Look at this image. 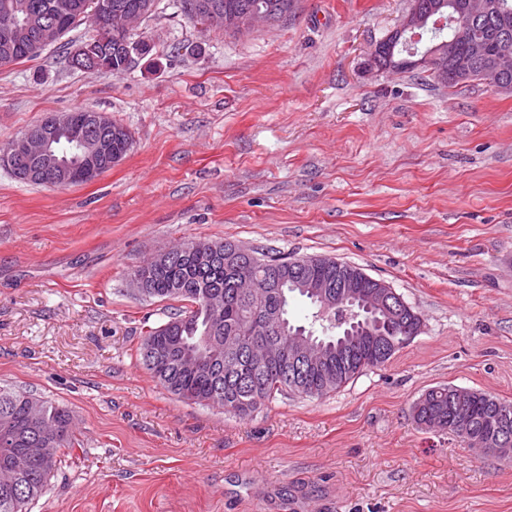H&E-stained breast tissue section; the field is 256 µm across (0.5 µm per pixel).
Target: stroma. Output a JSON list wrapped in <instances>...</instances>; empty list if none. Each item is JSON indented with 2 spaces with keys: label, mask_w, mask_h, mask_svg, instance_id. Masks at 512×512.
Returning a JSON list of instances; mask_svg holds the SVG:
<instances>
[{
  "label": "stroma",
  "mask_w": 512,
  "mask_h": 512,
  "mask_svg": "<svg viewBox=\"0 0 512 512\" xmlns=\"http://www.w3.org/2000/svg\"><path fill=\"white\" fill-rule=\"evenodd\" d=\"M409 0H296L228 36L159 0L122 75L50 47L0 67V148L46 113L132 136L97 179L0 163V386L68 408L82 439L29 512H512V462L417 425L439 385L512 400V91L378 72ZM324 256L389 284L422 330L320 398L240 418L143 367L163 301L128 274L188 239Z\"/></svg>",
  "instance_id": "1"
}]
</instances>
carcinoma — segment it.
Returning <instances> with one entry per match:
<instances>
[{
	"label": "carcinoma",
	"instance_id": "obj_1",
	"mask_svg": "<svg viewBox=\"0 0 512 512\" xmlns=\"http://www.w3.org/2000/svg\"><path fill=\"white\" fill-rule=\"evenodd\" d=\"M193 1L204 6L215 2L223 21L229 23L254 9L266 12L279 22L295 9V0H181L184 6ZM27 2L32 14L56 18L65 35L90 24L95 35L112 39L107 72L121 75L130 69L131 62L122 47L125 35L100 27L92 15L76 13L78 0ZM501 2L508 11H497L487 23L490 30L488 54L475 66L476 81L489 69L490 61L502 48L500 36L504 32L500 28H507L512 40V0ZM384 44L383 65L398 70L412 69L403 62L408 45L406 35L391 36ZM11 51V64L39 57L29 51L27 36L22 30L14 32ZM127 143L125 127L114 123L112 150L124 157ZM190 244L191 241H184L178 244L182 252L171 251L168 260L146 262L130 272L146 281L145 291L138 299L180 303L178 312L164 322L166 328L161 331L148 328L138 347L145 369L180 399L218 405L227 413L247 417L276 396L288 392L318 398L341 389L367 369L383 366L409 344L411 330L421 323L418 317L394 320L382 315L378 325L373 327V334H348L346 330L365 316L352 317L336 325L319 316V305L314 302L308 331L316 333V324L321 328L317 340L330 354L327 366L309 368L299 376L292 374L285 362V353L275 349L280 336L274 329L252 337L253 342L271 350L266 360L228 355L225 347L245 338L253 318L278 314L288 320V292L269 287L277 278L296 273L327 285L331 293L339 295L350 289L366 293L375 283L364 278L361 268L346 262L338 264L332 258L312 256L307 264L294 267L288 265L291 260L288 255H269L253 248L254 259L249 264L236 254L237 244L215 241L213 245L219 257L202 262L187 255ZM413 418L418 424L444 431L462 443L479 435H505L512 439V401L481 391L472 390L451 402L448 387L431 388L415 404ZM75 442L68 410L27 391L0 387V512H28L29 505L43 495L48 480L65 462L61 449H72ZM15 448H47L49 452L12 476L9 455Z\"/></svg>",
	"mask_w": 512,
	"mask_h": 512
}]
</instances>
